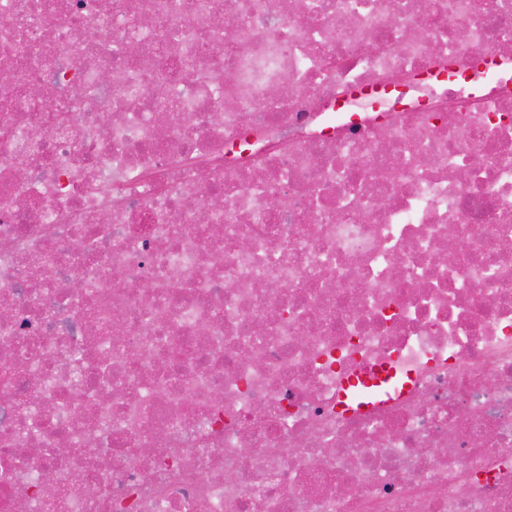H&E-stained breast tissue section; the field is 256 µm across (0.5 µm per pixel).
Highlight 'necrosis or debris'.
I'll use <instances>...</instances> for the list:
<instances>
[{
  "instance_id": "4bbe7bcc",
  "label": "necrosis or debris",
  "mask_w": 512,
  "mask_h": 512,
  "mask_svg": "<svg viewBox=\"0 0 512 512\" xmlns=\"http://www.w3.org/2000/svg\"><path fill=\"white\" fill-rule=\"evenodd\" d=\"M485 57L512 0H0V512H512V82L407 80ZM411 381V375L407 371L395 365L386 364L379 366L367 377H351L345 382L346 396L352 400H373L379 393H388L390 389L399 386L406 387Z\"/></svg>"
}]
</instances>
